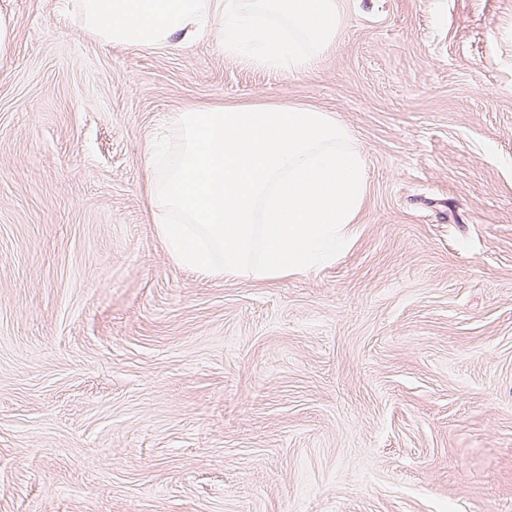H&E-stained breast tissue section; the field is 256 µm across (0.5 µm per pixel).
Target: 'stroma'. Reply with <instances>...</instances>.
Here are the masks:
<instances>
[{"instance_id":"1","label":"stroma","mask_w":512,"mask_h":512,"mask_svg":"<svg viewBox=\"0 0 512 512\" xmlns=\"http://www.w3.org/2000/svg\"><path fill=\"white\" fill-rule=\"evenodd\" d=\"M343 12L296 75L0 0V512H512V0ZM255 101L348 127L356 240L203 277L156 234L148 152Z\"/></svg>"}]
</instances>
